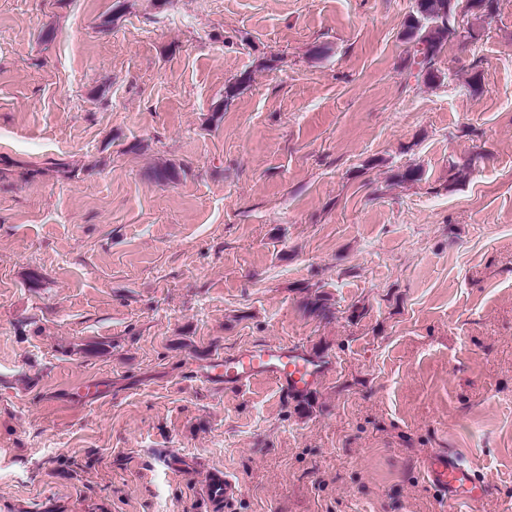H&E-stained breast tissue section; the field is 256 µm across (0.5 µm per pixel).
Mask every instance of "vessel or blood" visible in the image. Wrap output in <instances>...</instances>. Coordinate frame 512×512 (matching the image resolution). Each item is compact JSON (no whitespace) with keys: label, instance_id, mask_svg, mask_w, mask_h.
<instances>
[{"label":"vessel or blood","instance_id":"obj_1","mask_svg":"<svg viewBox=\"0 0 512 512\" xmlns=\"http://www.w3.org/2000/svg\"><path fill=\"white\" fill-rule=\"evenodd\" d=\"M335 371L336 363L328 356L293 345L265 342L218 354L207 364L202 377L208 384L224 389H243L264 379L272 382L282 397L298 402L308 399ZM423 474L429 486L452 505L477 503L491 494L472 463L452 448L432 452ZM203 488L206 498L200 504L202 512H209L213 505L229 503L238 492L236 484L220 472L206 475Z\"/></svg>","mask_w":512,"mask_h":512}]
</instances>
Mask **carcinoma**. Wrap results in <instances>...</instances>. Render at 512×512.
<instances>
[{
    "label": "carcinoma",
    "instance_id": "carcinoma-1",
    "mask_svg": "<svg viewBox=\"0 0 512 512\" xmlns=\"http://www.w3.org/2000/svg\"><path fill=\"white\" fill-rule=\"evenodd\" d=\"M496 0H415V11L405 21L406 39L418 46L420 56L416 78L431 81L436 77V58L452 42L465 49L479 36L471 16L484 21L492 17Z\"/></svg>",
    "mask_w": 512,
    "mask_h": 512
}]
</instances>
